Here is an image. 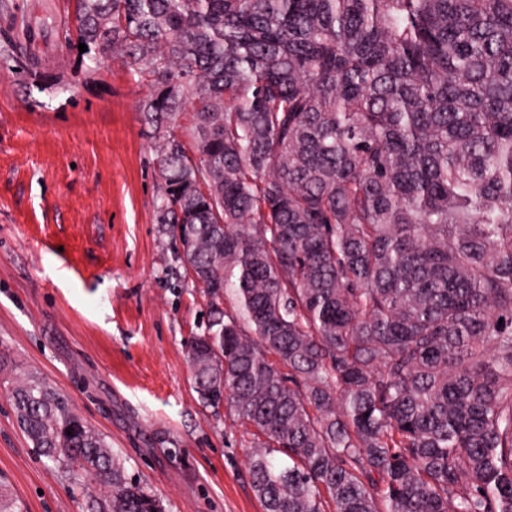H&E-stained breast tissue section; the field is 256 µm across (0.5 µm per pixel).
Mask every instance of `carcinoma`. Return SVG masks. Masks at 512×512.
Listing matches in <instances>:
<instances>
[{
	"mask_svg": "<svg viewBox=\"0 0 512 512\" xmlns=\"http://www.w3.org/2000/svg\"><path fill=\"white\" fill-rule=\"evenodd\" d=\"M76 19L81 56L152 82L150 124L192 112L160 146L156 220L211 299L195 388L251 430L264 512H512V0ZM12 401L42 456L96 481L88 512H163L47 382Z\"/></svg>",
	"mask_w": 512,
	"mask_h": 512,
	"instance_id": "cac0c4a2",
	"label": "carcinoma"
}]
</instances>
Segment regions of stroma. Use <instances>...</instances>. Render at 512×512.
<instances>
[{
	"label": "stroma",
	"mask_w": 512,
	"mask_h": 512,
	"mask_svg": "<svg viewBox=\"0 0 512 512\" xmlns=\"http://www.w3.org/2000/svg\"><path fill=\"white\" fill-rule=\"evenodd\" d=\"M75 11V0H0V32L55 25L39 51L72 85L35 84L0 58V475L23 512H86L78 482L16 422L11 389L34 374L165 512H264L251 435L194 390L187 344L207 329L209 299L155 220L168 132L140 110L152 87L117 59L84 83L57 32Z\"/></svg>",
	"instance_id": "35a3bbf8"
}]
</instances>
